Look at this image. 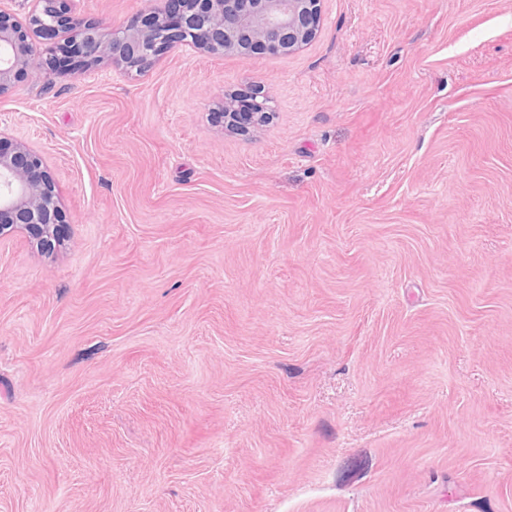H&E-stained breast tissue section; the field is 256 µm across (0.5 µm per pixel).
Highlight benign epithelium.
Listing matches in <instances>:
<instances>
[{
  "label": "benign epithelium",
  "mask_w": 512,
  "mask_h": 512,
  "mask_svg": "<svg viewBox=\"0 0 512 512\" xmlns=\"http://www.w3.org/2000/svg\"><path fill=\"white\" fill-rule=\"evenodd\" d=\"M27 16L0 8V97L25 75L35 48L34 30L42 37L45 65L53 69L59 55L89 71L104 63L126 72L145 73L162 55L183 45L195 52L233 53L246 59L277 57L307 46L316 36L322 0H152L131 22L103 33L100 25L67 16L64 0H26ZM74 38L59 43V27ZM256 108L219 113L224 129L246 135L271 118L261 90L250 93ZM64 223L52 179L39 156L23 144L3 145L0 136V237L26 231L42 249H52Z\"/></svg>",
  "instance_id": "benign-epithelium-1"
}]
</instances>
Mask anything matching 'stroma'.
Listing matches in <instances>:
<instances>
[{"instance_id":"stroma-1","label":"stroma","mask_w":512,"mask_h":512,"mask_svg":"<svg viewBox=\"0 0 512 512\" xmlns=\"http://www.w3.org/2000/svg\"><path fill=\"white\" fill-rule=\"evenodd\" d=\"M43 59L0 97L65 221L0 239V512H512V0ZM254 87L272 120L225 132Z\"/></svg>"}]
</instances>
